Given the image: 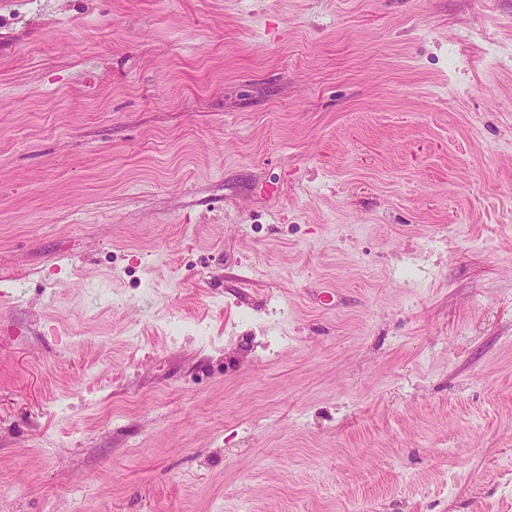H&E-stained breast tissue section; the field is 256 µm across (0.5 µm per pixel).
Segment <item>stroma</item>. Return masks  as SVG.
<instances>
[{"instance_id":"35a3bbf8","label":"stroma","mask_w":512,"mask_h":512,"mask_svg":"<svg viewBox=\"0 0 512 512\" xmlns=\"http://www.w3.org/2000/svg\"><path fill=\"white\" fill-rule=\"evenodd\" d=\"M0 512H512V0H0Z\"/></svg>"}]
</instances>
